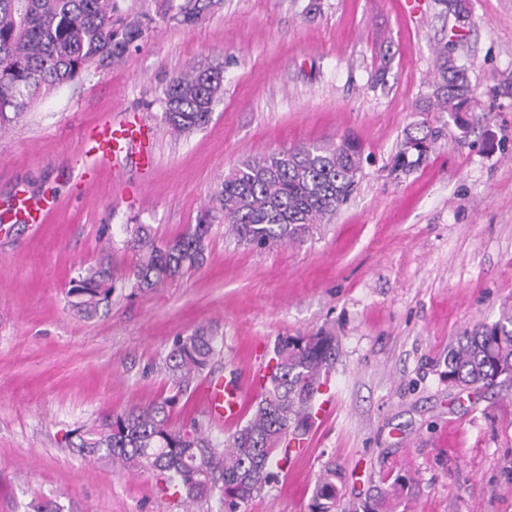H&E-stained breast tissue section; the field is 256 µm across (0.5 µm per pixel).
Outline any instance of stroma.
<instances>
[{
    "label": "stroma",
    "instance_id": "stroma-1",
    "mask_svg": "<svg viewBox=\"0 0 512 512\" xmlns=\"http://www.w3.org/2000/svg\"><path fill=\"white\" fill-rule=\"evenodd\" d=\"M183 0H126L154 18L125 63L37 98L0 128V202L53 196L44 223L0 216V512H183L153 473L73 451L76 428L168 392L175 337L212 323L216 376L249 382L280 337L330 332L339 355L318 416L278 480L240 512H309L328 464L350 512L396 478L395 512H512V383L449 387L448 349L512 307V0H466L458 38L437 0H222L196 28ZM475 89L467 125L426 112L445 42ZM224 60L209 123L177 134L161 90L193 63ZM135 116L156 161L81 183L96 122ZM439 130L426 160L393 168L406 133ZM358 140L353 195L303 241L257 248L215 221L203 266L147 293L116 290L86 320L67 295L87 266L123 274L129 224L163 239L197 224L244 159L304 142Z\"/></svg>",
    "mask_w": 512,
    "mask_h": 512
}]
</instances>
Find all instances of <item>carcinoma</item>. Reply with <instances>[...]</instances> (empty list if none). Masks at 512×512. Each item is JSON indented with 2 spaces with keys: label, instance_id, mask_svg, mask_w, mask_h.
<instances>
[{
  "label": "carcinoma",
  "instance_id": "obj_1",
  "mask_svg": "<svg viewBox=\"0 0 512 512\" xmlns=\"http://www.w3.org/2000/svg\"><path fill=\"white\" fill-rule=\"evenodd\" d=\"M122 0H0V127L22 114L44 91L79 78L91 67L121 64L139 46L152 23L122 8ZM220 0H184L173 15L193 28ZM436 81L423 109L455 116L469 111L474 89L467 70L448 54L436 51ZM224 91V62L192 65L166 82L163 118L177 133L204 127ZM437 132L409 136L398 165L408 154L427 157ZM362 149L343 138L330 147L298 145L251 157L224 176L211 197L202 222L169 240H159L147 224L126 227V247L135 261L119 282L109 266H90L74 281L71 308L92 319L112 302L117 287L143 293L203 265L211 230L220 218L239 239L260 247L296 242L312 227L336 213L357 185ZM223 337L201 325L174 339L164 368L175 391L147 404L109 412L75 432L78 453L107 460L123 469L156 472L162 491L194 505L218 498L220 512L240 506L277 478L273 467L288 460L290 444L302 441L317 418L316 401L336 364L333 336H286L266 365L265 384L250 418L223 442L213 440L205 425L192 418L171 422L173 410L191 385L220 355ZM448 385L488 391L512 381V309L493 324L478 323L448 350ZM339 477L327 467L312 492L310 512H336ZM391 493L379 489L353 512H391Z\"/></svg>",
  "mask_w": 512,
  "mask_h": 512
}]
</instances>
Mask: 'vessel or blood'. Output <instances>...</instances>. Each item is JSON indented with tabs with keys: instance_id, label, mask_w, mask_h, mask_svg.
Returning <instances> with one entry per match:
<instances>
[{
	"instance_id": "vessel-or-blood-1",
	"label": "vessel or blood",
	"mask_w": 512,
	"mask_h": 512,
	"mask_svg": "<svg viewBox=\"0 0 512 512\" xmlns=\"http://www.w3.org/2000/svg\"><path fill=\"white\" fill-rule=\"evenodd\" d=\"M83 149L90 160L80 174L81 180L93 184L98 180V169L116 163L128 156H137L140 164L153 162V149L140 126L131 121L104 119L94 124L83 141ZM52 197L40 194H21L12 199L8 208L20 213L23 220L39 224L54 209ZM200 402L208 417L215 422L237 420L244 408L243 387L233 378H212L201 389Z\"/></svg>"
}]
</instances>
